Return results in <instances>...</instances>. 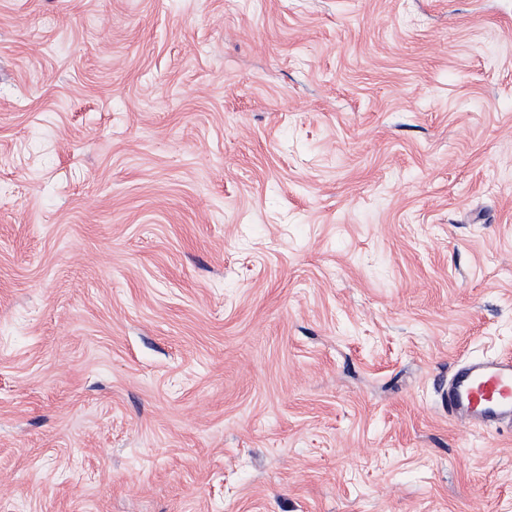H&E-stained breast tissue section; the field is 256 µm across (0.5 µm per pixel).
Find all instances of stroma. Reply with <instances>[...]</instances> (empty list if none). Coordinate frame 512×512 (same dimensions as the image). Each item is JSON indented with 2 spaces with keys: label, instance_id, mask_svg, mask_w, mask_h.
<instances>
[{
  "label": "stroma",
  "instance_id": "stroma-1",
  "mask_svg": "<svg viewBox=\"0 0 512 512\" xmlns=\"http://www.w3.org/2000/svg\"><path fill=\"white\" fill-rule=\"evenodd\" d=\"M512 0H0V512H512ZM443 401L448 417L485 430L512 423V357L463 363L448 379Z\"/></svg>",
  "mask_w": 512,
  "mask_h": 512
}]
</instances>
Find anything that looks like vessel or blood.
<instances>
[{
	"instance_id": "vessel-or-blood-1",
	"label": "vessel or blood",
	"mask_w": 512,
	"mask_h": 512,
	"mask_svg": "<svg viewBox=\"0 0 512 512\" xmlns=\"http://www.w3.org/2000/svg\"><path fill=\"white\" fill-rule=\"evenodd\" d=\"M443 401L448 415L468 427L492 429L512 423V357L463 363L448 380Z\"/></svg>"
}]
</instances>
